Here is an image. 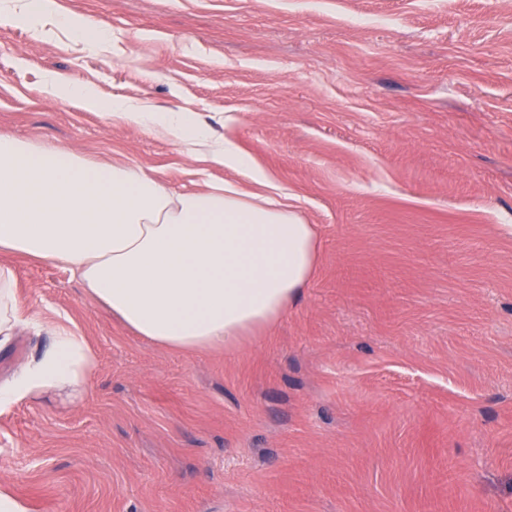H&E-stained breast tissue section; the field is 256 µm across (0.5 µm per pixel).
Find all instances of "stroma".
<instances>
[{
    "mask_svg": "<svg viewBox=\"0 0 512 512\" xmlns=\"http://www.w3.org/2000/svg\"><path fill=\"white\" fill-rule=\"evenodd\" d=\"M0 14V133L184 192L278 183L319 241L242 350L169 351L60 266L0 253L26 314L0 379L87 337L86 389L0 408L29 512H512V0H57ZM196 113L253 177L51 94ZM22 3L28 12L38 14L45 18L55 17L60 24L69 28L70 31L83 42L99 43L107 35V30L103 27L95 26L84 19H78L60 13L56 0H27L22 1Z\"/></svg>",
    "mask_w": 512,
    "mask_h": 512,
    "instance_id": "stroma-1",
    "label": "stroma"
}]
</instances>
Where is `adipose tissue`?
I'll use <instances>...</instances> for the list:
<instances>
[{"instance_id": "obj_1", "label": "adipose tissue", "mask_w": 512, "mask_h": 512, "mask_svg": "<svg viewBox=\"0 0 512 512\" xmlns=\"http://www.w3.org/2000/svg\"><path fill=\"white\" fill-rule=\"evenodd\" d=\"M24 7L57 18L82 41L107 35L61 14L57 0H25ZM59 93L162 130L236 172L251 170L232 143L212 142L193 113L104 103L77 83ZM281 195L272 184L248 196L231 182L173 193L142 169L95 164L63 146L0 134V252L67 268L130 331L166 349L235 351L301 296L318 241ZM38 324L23 311L14 267L0 263V343L17 327ZM96 366L87 338L61 329L49 350L0 385V407L50 391L80 392Z\"/></svg>"}]
</instances>
